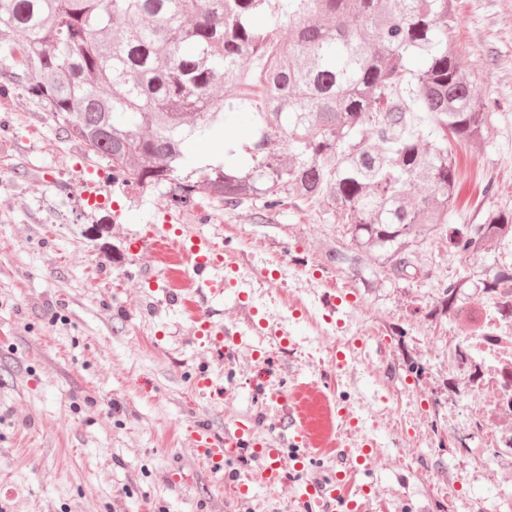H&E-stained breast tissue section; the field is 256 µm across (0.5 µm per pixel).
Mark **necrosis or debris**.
I'll list each match as a JSON object with an SVG mask.
<instances>
[{"label":"necrosis or debris","instance_id":"obj_1","mask_svg":"<svg viewBox=\"0 0 512 512\" xmlns=\"http://www.w3.org/2000/svg\"><path fill=\"white\" fill-rule=\"evenodd\" d=\"M448 427L454 446L482 478H495L498 512H512V288H461L448 312ZM344 322L317 327L325 348L344 345L345 366L372 375L363 334L343 338ZM492 450L495 466L483 465Z\"/></svg>","mask_w":512,"mask_h":512}]
</instances>
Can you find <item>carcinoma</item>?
<instances>
[{
    "label": "carcinoma",
    "instance_id": "obj_1",
    "mask_svg": "<svg viewBox=\"0 0 512 512\" xmlns=\"http://www.w3.org/2000/svg\"><path fill=\"white\" fill-rule=\"evenodd\" d=\"M448 0H0V46L67 136L141 190L177 204H249L264 219L289 202L319 207L356 242L324 258L368 288L419 279L428 239L493 257L441 285L512 284V209L449 227L459 171L452 144L492 126L477 82L448 47ZM249 144L228 159L188 152L235 124Z\"/></svg>",
    "mask_w": 512,
    "mask_h": 512
}]
</instances>
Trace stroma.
<instances>
[{
	"instance_id": "35a3bbf8",
	"label": "stroma",
	"mask_w": 512,
	"mask_h": 512,
	"mask_svg": "<svg viewBox=\"0 0 512 512\" xmlns=\"http://www.w3.org/2000/svg\"><path fill=\"white\" fill-rule=\"evenodd\" d=\"M449 8L451 46L493 114L481 146L455 150L459 219L472 222L512 207V0H450ZM93 190L104 206L87 205ZM168 218L230 257L248 303L230 292L212 301L169 247L130 254V238ZM336 230L293 204L263 220L250 206L182 207L169 187L114 183L107 160L60 131L21 89L0 98V512H307L267 487L252 459L243 466L252 489L236 495L202 465L186 427L198 421L220 435L230 420L251 419L266 431L278 413L267 395L281 394L326 441L296 478L322 483L336 473L341 448L358 446L336 434V395L350 387L387 397L393 419L363 422L382 451L395 453L410 434L420 441L406 466L355 475L353 485L372 487L363 512H493L495 486H454L464 466L437 424L447 402L413 394V371L447 376L441 285L475 260L431 241L420 282L367 288L323 259ZM254 267L281 275L279 293L264 294ZM168 292L177 305L164 304ZM332 295L340 306L326 305ZM301 302L314 303L321 320L375 310L366 344L377 376L337 368L308 320L291 318ZM205 308L232 331L247 328L256 309L265 328L229 355L197 336ZM203 375L212 385L200 392Z\"/></svg>"
}]
</instances>
